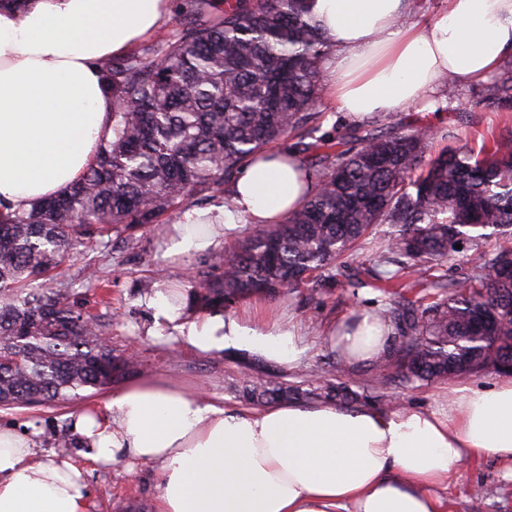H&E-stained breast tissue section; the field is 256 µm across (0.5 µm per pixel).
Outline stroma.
Segmentation results:
<instances>
[{
  "label": "stroma",
  "instance_id": "obj_1",
  "mask_svg": "<svg viewBox=\"0 0 512 512\" xmlns=\"http://www.w3.org/2000/svg\"><path fill=\"white\" fill-rule=\"evenodd\" d=\"M486 82L468 84L443 83L437 89L435 109L411 108L390 115H374V122L389 123L405 129L422 124L434 127L437 137L433 150L479 147L484 139L512 124V115L493 107L480 106ZM166 224H152L137 233V248H127L120 236L94 245L73 255L63 269L66 278L76 280L86 268L97 269L107 284L106 295L87 292L82 302L86 310L99 317L116 355L128 349L137 352L136 370L130 381L161 378L185 390H200L225 405L240 408L234 386L243 378L262 376L279 384L304 386L315 379L317 372L333 371L337 381L352 389L368 391L372 406L390 408L429 407L450 394L451 381H432L413 385L403 383L396 374L378 372L375 364L349 366L340 364L337 353L325 343L322 333L333 322L349 317L359 309L384 306L385 296L370 284L352 285L351 271L365 263L375 252L373 240L357 246L345 269L329 280L311 287L291 290L274 297H253L229 306V315L248 319L255 310L272 317H285L299 325L306 334L307 349L295 367H287L265 358L236 352L195 354L182 349L172 339L149 336L146 329L152 322L150 312L142 305L143 295L155 284H179L199 267H222L225 245H218L202 256L182 261L163 260L159 243ZM501 239H487L479 249H466L450 254L443 267L449 283L459 285L482 258L497 253ZM109 390L87 394L55 405L0 407V425L25 428L35 424L42 439L40 456L75 455L73 447L57 445L58 435L69 432L70 414L78 412L88 401L101 402ZM86 491L94 512H156V499L161 475L158 467L147 464L119 462L109 466L86 463ZM448 512H512V480L494 459L485 457L469 461L448 476L445 492Z\"/></svg>",
  "mask_w": 512,
  "mask_h": 512
}]
</instances>
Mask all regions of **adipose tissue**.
Segmentation results:
<instances>
[{
	"instance_id": "adipose-tissue-1",
	"label": "adipose tissue",
	"mask_w": 512,
	"mask_h": 512,
	"mask_svg": "<svg viewBox=\"0 0 512 512\" xmlns=\"http://www.w3.org/2000/svg\"><path fill=\"white\" fill-rule=\"evenodd\" d=\"M169 0H27L0 9V213L67 191L112 137V99L97 63L153 35ZM335 54L325 83L350 120L435 95L442 75L487 78L512 56V0H447L423 24L409 0H314ZM310 189L298 160L276 151L245 165L231 205L186 210L163 242L181 260L238 234L281 223ZM144 303L149 335L188 351L243 350L293 366L304 349L293 324L188 316L166 284ZM326 341L351 365L393 342L368 311L331 326ZM79 453L98 464L157 465V512H448L440 488L456 465L491 456L512 464V377L461 386L420 409L286 404L230 408L163 380L124 386L71 417ZM84 471L40 459L37 435L0 427V512H89Z\"/></svg>"
}]
</instances>
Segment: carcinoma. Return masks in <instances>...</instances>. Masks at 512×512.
I'll list each match as a JSON object with an SVG mask.
<instances>
[{
  "mask_svg": "<svg viewBox=\"0 0 512 512\" xmlns=\"http://www.w3.org/2000/svg\"><path fill=\"white\" fill-rule=\"evenodd\" d=\"M311 0H178L180 27L98 62L112 96V140L56 199L0 217V407L81 397L123 379L135 364L101 343L103 326L58 280L70 253L114 230L157 224L233 182L257 152L288 137L312 184L304 205L224 256V269L190 277L186 307L222 310L256 294L316 282L386 224L370 267H357L393 303L375 315L398 344L379 370L408 382L512 369V248L448 290L441 266L455 245L512 241V129L482 156L445 149L424 160L420 129L355 122L319 133L312 109L332 47ZM487 104L512 112V68ZM393 264L394 270L386 269ZM434 291L427 307L409 294ZM263 406L299 398L350 408L366 396L333 375L310 390L246 377L235 385Z\"/></svg>",
  "mask_w": 512,
  "mask_h": 512,
  "instance_id": "carcinoma-1",
  "label": "carcinoma"
}]
</instances>
